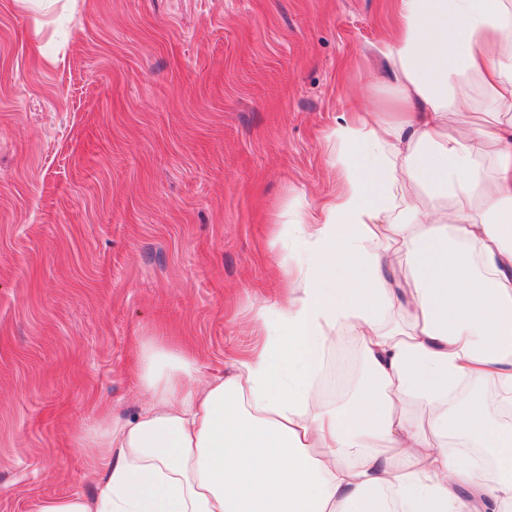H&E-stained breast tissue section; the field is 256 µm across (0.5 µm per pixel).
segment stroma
I'll list each match as a JSON object with an SVG mask.
<instances>
[{
    "label": "stroma",
    "mask_w": 512,
    "mask_h": 512,
    "mask_svg": "<svg viewBox=\"0 0 512 512\" xmlns=\"http://www.w3.org/2000/svg\"><path fill=\"white\" fill-rule=\"evenodd\" d=\"M397 0H0V512L94 496L143 338L223 375L389 97Z\"/></svg>",
    "instance_id": "35a3bbf8"
}]
</instances>
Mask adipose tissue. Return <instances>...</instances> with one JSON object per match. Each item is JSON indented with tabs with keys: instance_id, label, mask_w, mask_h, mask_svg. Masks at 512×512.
Returning a JSON list of instances; mask_svg holds the SVG:
<instances>
[{
	"instance_id": "1",
	"label": "adipose tissue",
	"mask_w": 512,
	"mask_h": 512,
	"mask_svg": "<svg viewBox=\"0 0 512 512\" xmlns=\"http://www.w3.org/2000/svg\"><path fill=\"white\" fill-rule=\"evenodd\" d=\"M398 16L395 116L334 129L342 188L323 219L289 225L304 250L276 322L258 312L262 343L205 378L143 340L146 406L83 434L97 493L34 512H512V424L456 390L489 380L512 408V0H398ZM474 81L495 102L480 123ZM341 330L363 379L323 408L315 379Z\"/></svg>"
}]
</instances>
